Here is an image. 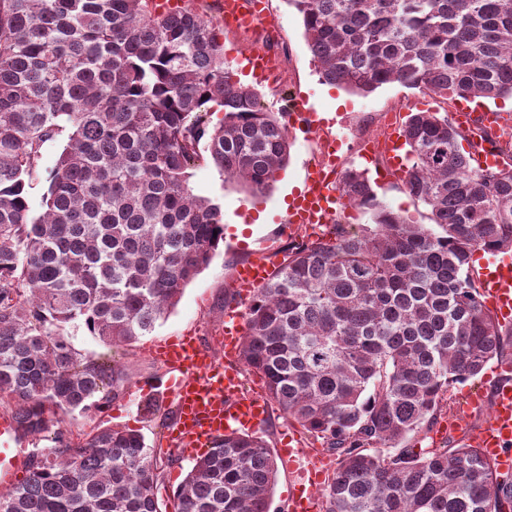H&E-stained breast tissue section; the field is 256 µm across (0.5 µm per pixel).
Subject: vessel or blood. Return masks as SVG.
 I'll return each mask as SVG.
<instances>
[{
	"label": "vessel or blood",
	"instance_id": "b4317fda",
	"mask_svg": "<svg viewBox=\"0 0 512 512\" xmlns=\"http://www.w3.org/2000/svg\"><path fill=\"white\" fill-rule=\"evenodd\" d=\"M266 8L263 0H217L212 18L214 26L246 31L263 25ZM458 117L471 126L494 127L501 123L500 114L475 112L459 106ZM342 197L335 181L320 178L314 168H307L304 187L289 201L288 216L293 224L332 222ZM271 274L265 256L246 262L237 269L235 282L243 292L260 287ZM479 283L484 303L501 321L512 320V256H495L481 266ZM224 356L216 358L200 336L190 334L173 337L160 344L154 352L168 378L164 383L170 391L175 408L173 424L166 436V445L182 454L208 447L213 439L231 430H260L268 418V406L260 395L244 393L237 363L241 346V312L231 310L225 316ZM503 373L490 397L469 395L467 411H482L486 417L479 426L466 425L462 416L448 419L449 429L458 431L465 444L479 448L498 468L512 469V365L502 367ZM15 424L10 416L0 417V478L14 479L23 459L16 448ZM289 462L305 460L303 484L291 496L290 512H317L316 490L324 471V462L307 453L302 446L282 449Z\"/></svg>",
	"mask_w": 512,
	"mask_h": 512
}]
</instances>
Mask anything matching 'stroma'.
Here are the masks:
<instances>
[{"instance_id": "stroma-1", "label": "stroma", "mask_w": 512, "mask_h": 512, "mask_svg": "<svg viewBox=\"0 0 512 512\" xmlns=\"http://www.w3.org/2000/svg\"><path fill=\"white\" fill-rule=\"evenodd\" d=\"M267 4L266 27L276 38L275 54L288 75L287 82L279 87L259 82L244 68L241 59L254 45L252 34L219 29L224 59L235 79L253 87L269 110L280 111L288 98H303L313 111L324 114V121L318 131L310 135L297 129L291 131L288 163L261 200L254 199L245 187L225 181L212 163L206 146H199V158L191 170L189 184L195 195L220 204L225 222V245L218 247L210 265L185 288L177 306L152 335L114 350L81 331L74 332L72 337L74 346L83 356L121 365L126 381L123 392L104 413L90 419L75 416L70 420L71 428L86 429L97 423L140 430L160 461L164 492L168 495L184 479L192 461L168 459L164 434L172 421L173 408L154 397L149 389L153 375L160 371L159 364L149 354L150 348L168 337L191 331L202 336L215 354H222L224 316L240 303L235 270L254 258L259 248L257 240L262 236L270 237L271 252L276 259H283L288 244V234L282 229L288 221V211L283 204L291 192L302 186L304 171L317 161L323 139L337 140L341 168L364 171L386 206L415 223H428L429 207L405 191L402 172L392 171L384 178L377 176V169L390 166L388 155L379 149L365 152L364 146L370 141H383L386 134H400L409 113L426 110L451 116L456 113V101L400 83L382 86L366 97L323 83L318 63L304 37L301 16L289 6L288 0H267ZM497 367V362H490L477 377L453 385L446 410L438 413L430 427L412 437L409 447L428 451L457 445V437L448 433L449 414L460 409L466 391L489 392Z\"/></svg>"}]
</instances>
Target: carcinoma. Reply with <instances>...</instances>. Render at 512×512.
Returning a JSON list of instances; mask_svg holds the SVG:
<instances>
[{"label": "carcinoma", "instance_id": "cac0c4a2", "mask_svg": "<svg viewBox=\"0 0 512 512\" xmlns=\"http://www.w3.org/2000/svg\"><path fill=\"white\" fill-rule=\"evenodd\" d=\"M148 2L0 0V407L33 445L0 512H162L140 431L68 429L104 412L125 378L83 357L69 330L111 348L149 336L209 265L224 225L189 187L201 141L256 198L288 161L285 122L234 79L212 21ZM288 2L328 85L512 97V0ZM214 106L224 119L211 128ZM63 134L37 213L28 188ZM402 137L405 188L435 227L346 169L341 195L372 223L288 247L244 312L241 361L336 456L323 512H506L512 476L480 449L418 457L402 444L512 336L471 267L477 252H512V164L472 166L462 142L501 152L497 136L438 112L410 113ZM277 470L262 438L226 433L193 458L169 507L269 512Z\"/></svg>", "mask_w": 512, "mask_h": 512}]
</instances>
